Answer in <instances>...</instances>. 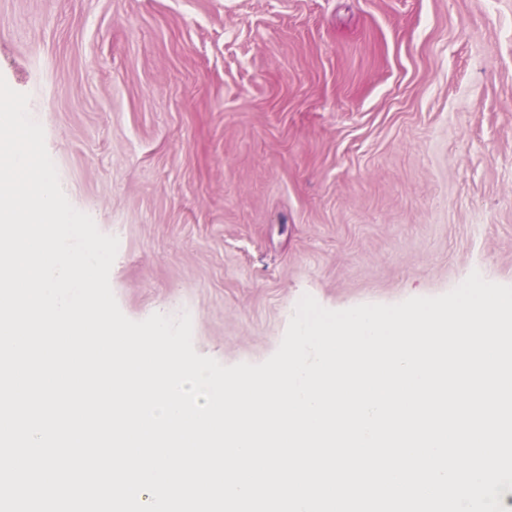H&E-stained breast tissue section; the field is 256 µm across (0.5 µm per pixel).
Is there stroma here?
I'll return each instance as SVG.
<instances>
[{
  "instance_id": "stroma-1",
  "label": "stroma",
  "mask_w": 512,
  "mask_h": 512,
  "mask_svg": "<svg viewBox=\"0 0 512 512\" xmlns=\"http://www.w3.org/2000/svg\"><path fill=\"white\" fill-rule=\"evenodd\" d=\"M0 76L123 314L221 364L306 294L512 285V0H0Z\"/></svg>"
}]
</instances>
